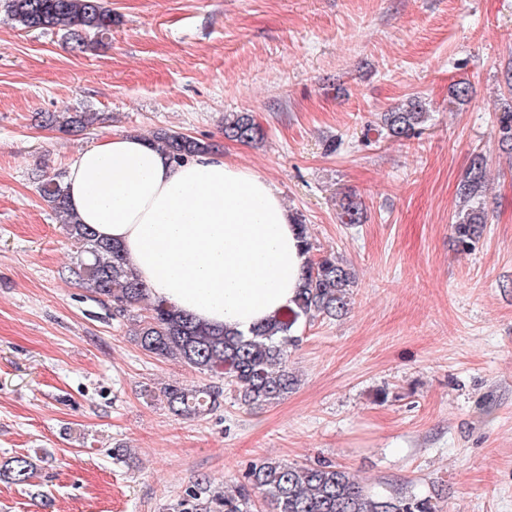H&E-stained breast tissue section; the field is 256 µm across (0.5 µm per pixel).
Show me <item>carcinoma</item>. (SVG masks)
<instances>
[{
  "label": "carcinoma",
  "instance_id": "cac0c4a2",
  "mask_svg": "<svg viewBox=\"0 0 512 512\" xmlns=\"http://www.w3.org/2000/svg\"><path fill=\"white\" fill-rule=\"evenodd\" d=\"M5 12L26 30H59L82 52L102 42L112 32V9L105 0H4ZM426 105L416 97L381 116L386 137L401 141L413 137L426 119ZM40 122L65 134L83 132L92 122L86 111L40 112ZM224 136L243 144L264 137L262 126L248 112L224 116ZM495 136L512 151V106L497 118ZM153 141L179 164L190 157L214 151V145L172 130L160 129ZM62 172L37 178V191L60 219L66 233L80 245V259L69 274L100 300L112 304L114 315L124 317L147 296V289L127 264L121 247L100 239L70 212ZM487 160L478 153L460 184L464 207L451 224L457 250H471L488 224L486 207ZM356 287L350 267L334 255L310 259L303 286L293 304L247 336L218 326L201 324L190 315L157 300L134 336L146 353L175 359L201 374L219 376L232 386L240 404L262 410L290 393L297 382L289 368L299 342V324L314 316L338 317L348 310ZM168 409L185 419L201 418L221 406L224 388L195 389L168 384L161 389ZM36 464L28 455L0 461V480L31 485ZM260 493L266 512H440L432 495L420 496L403 489L376 492L350 471L329 463L317 465L266 457L250 465L235 491L219 495L205 480L185 491L178 512H254V494Z\"/></svg>",
  "mask_w": 512,
  "mask_h": 512
}]
</instances>
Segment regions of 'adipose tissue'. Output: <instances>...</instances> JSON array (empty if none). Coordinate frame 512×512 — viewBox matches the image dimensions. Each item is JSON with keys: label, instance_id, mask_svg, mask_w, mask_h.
<instances>
[{"label": "adipose tissue", "instance_id": "ef3b65f1", "mask_svg": "<svg viewBox=\"0 0 512 512\" xmlns=\"http://www.w3.org/2000/svg\"><path fill=\"white\" fill-rule=\"evenodd\" d=\"M68 204L118 243L150 296L246 333L291 305L308 256L278 187L220 154L183 164L117 133L68 164Z\"/></svg>", "mask_w": 512, "mask_h": 512}]
</instances>
